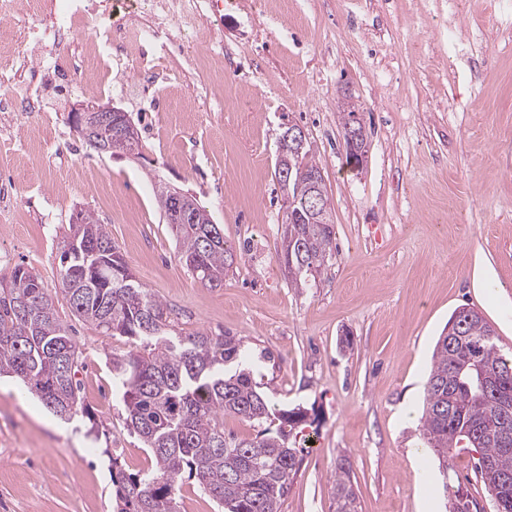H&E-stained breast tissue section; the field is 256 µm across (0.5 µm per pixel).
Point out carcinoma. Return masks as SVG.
<instances>
[{
    "label": "carcinoma",
    "instance_id": "1",
    "mask_svg": "<svg viewBox=\"0 0 512 512\" xmlns=\"http://www.w3.org/2000/svg\"><path fill=\"white\" fill-rule=\"evenodd\" d=\"M283 166L299 160L307 173L321 168L310 147L301 155L280 143ZM274 176L294 207L286 214L279 259L288 284L305 288L332 257L335 240L330 199L321 191L322 214L311 217L303 207L306 187L297 176ZM189 223L172 224L179 260L206 286L224 283L234 254L211 214L188 196ZM69 237L77 251L62 248L60 286L71 313L101 333L125 336L136 349L112 355V376L123 389L126 422L153 458L151 469L127 473L112 461L114 512H176L184 480L194 481L221 512H280L297 474L302 449L290 435L307 424L301 407L276 409L259 391L250 368L226 371L244 359L243 341L234 336L213 339L197 332L168 334L170 311L136 280L112 242L106 225L89 212L77 214ZM464 320L465 339L448 348L439 336L425 385L420 435L433 454L448 458L456 449L479 454L477 470L488 494L512 512V440L503 443L499 403L512 408V354L500 353L492 328L481 313ZM80 351L58 314L54 297L41 277L23 264L0 280V375L19 378L42 405L69 420L80 403L75 379ZM493 377L480 392L471 367ZM259 425L278 421L273 432L252 439L224 434V415ZM348 460L336 468V512H358Z\"/></svg>",
    "mask_w": 512,
    "mask_h": 512
}]
</instances>
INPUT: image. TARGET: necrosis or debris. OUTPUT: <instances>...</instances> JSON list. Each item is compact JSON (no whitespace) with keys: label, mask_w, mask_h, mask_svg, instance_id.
Returning <instances> with one entry per match:
<instances>
[{"label":"necrosis or debris","mask_w":512,"mask_h":512,"mask_svg":"<svg viewBox=\"0 0 512 512\" xmlns=\"http://www.w3.org/2000/svg\"><path fill=\"white\" fill-rule=\"evenodd\" d=\"M222 0H146L143 9H121L110 0H25L8 37L33 40L39 50L76 37L89 17H100L95 32V59L103 72L122 69L112 47L133 41L144 75H152L156 59L178 48L182 24H195L216 15Z\"/></svg>","instance_id":"necrosis-or-debris-1"}]
</instances>
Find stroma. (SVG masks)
Here are the masks:
<instances>
[{"mask_svg":"<svg viewBox=\"0 0 512 512\" xmlns=\"http://www.w3.org/2000/svg\"><path fill=\"white\" fill-rule=\"evenodd\" d=\"M501 0H280L270 22L254 0H224V76L160 64L167 93L127 106L140 154H101L68 121L112 78L85 65L58 85L50 55L0 49V277L32 268L83 359V408L49 413L0 376V512H113L112 465L151 468L126 424L112 354L133 343L76 320L60 292L59 252L78 211L107 229L137 280L171 312L175 332L242 338L277 407L308 410L311 439L280 512H335L336 464L348 459L359 512H450L445 487L491 500L477 453L456 451L430 489L416 423L435 342L452 313H482L512 351V16ZM29 54L27 73L13 58ZM354 103L367 157L348 170L341 113ZM305 130L332 204L336 248L316 283L294 288L277 256L283 195L279 137ZM193 195L224 228L235 261L218 288L180 263L155 196ZM350 346H341V338Z\"/></svg>","mask_w":512,"mask_h":512,"instance_id":"35a3bbf8","label":"stroma"}]
</instances>
